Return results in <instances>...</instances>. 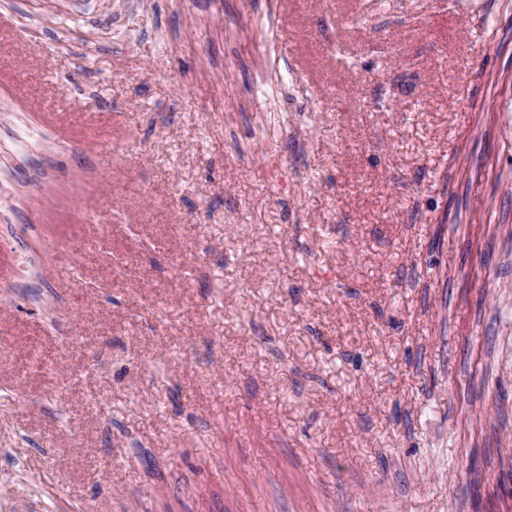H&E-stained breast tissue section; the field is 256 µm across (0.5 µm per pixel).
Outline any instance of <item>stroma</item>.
Here are the masks:
<instances>
[{"label": "stroma", "mask_w": 512, "mask_h": 512, "mask_svg": "<svg viewBox=\"0 0 512 512\" xmlns=\"http://www.w3.org/2000/svg\"><path fill=\"white\" fill-rule=\"evenodd\" d=\"M510 507L512 0H0V512Z\"/></svg>", "instance_id": "obj_1"}]
</instances>
